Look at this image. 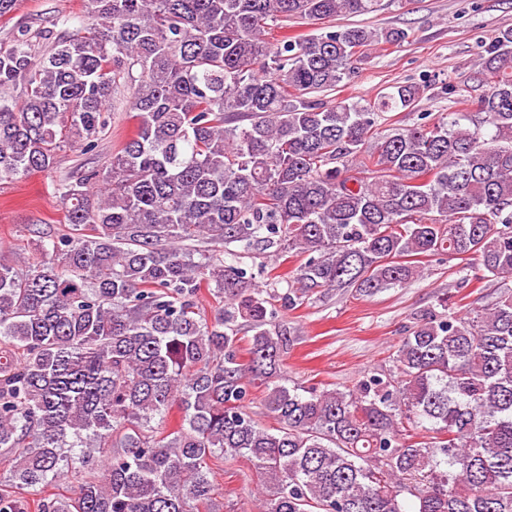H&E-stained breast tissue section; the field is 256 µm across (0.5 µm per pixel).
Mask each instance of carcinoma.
<instances>
[{
	"label": "carcinoma",
	"instance_id": "carcinoma-1",
	"mask_svg": "<svg viewBox=\"0 0 512 512\" xmlns=\"http://www.w3.org/2000/svg\"><path fill=\"white\" fill-rule=\"evenodd\" d=\"M378 2L86 0L73 34L0 41V181L94 151L123 83L137 124L106 166L57 183L75 234L23 269L0 261V512L30 495L35 512H217L206 460L236 456L272 484L260 512H512V290L462 312L441 297L393 370L300 393L280 384L274 295L224 260L258 242L307 255L290 305L404 287L435 254L512 277V28L482 46L475 112L388 128L419 86L312 94L404 31L263 38ZM255 384L275 428L246 410ZM73 471L72 495L48 492Z\"/></svg>",
	"mask_w": 512,
	"mask_h": 512
}]
</instances>
